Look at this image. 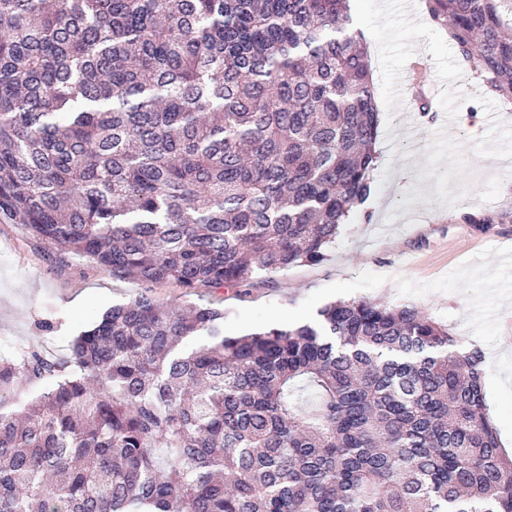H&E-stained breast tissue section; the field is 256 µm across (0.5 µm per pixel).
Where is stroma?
<instances>
[{
	"instance_id": "35a3bbf8",
	"label": "stroma",
	"mask_w": 512,
	"mask_h": 512,
	"mask_svg": "<svg viewBox=\"0 0 512 512\" xmlns=\"http://www.w3.org/2000/svg\"><path fill=\"white\" fill-rule=\"evenodd\" d=\"M349 6L379 111L367 202L323 260L277 272L276 287L259 279L244 292L188 294L170 284L153 292L179 306L223 309L230 334L313 323L324 306L353 299L416 308L483 352L489 416L512 453V99L486 87L425 0ZM401 80L417 83L428 112L399 98ZM468 213L480 223L466 222ZM142 290L0 217V352L64 355L105 310Z\"/></svg>"
}]
</instances>
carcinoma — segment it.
<instances>
[{"label":"carcinoma","mask_w":512,"mask_h":512,"mask_svg":"<svg viewBox=\"0 0 512 512\" xmlns=\"http://www.w3.org/2000/svg\"><path fill=\"white\" fill-rule=\"evenodd\" d=\"M512 93V0H426ZM348 0H0V215L145 291L0 357V512H512L484 356L414 308L224 331L371 193ZM310 390L308 408L299 392Z\"/></svg>","instance_id":"obj_1"}]
</instances>
